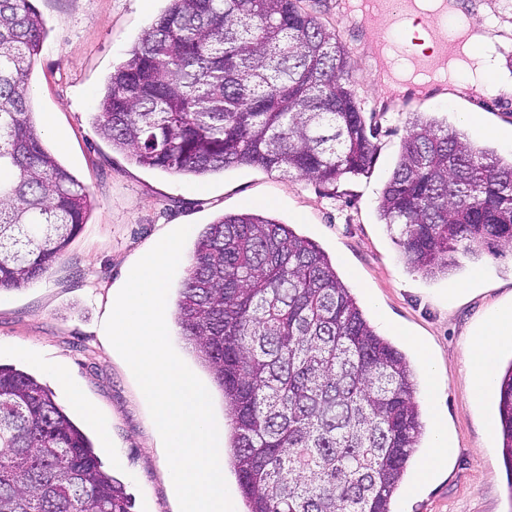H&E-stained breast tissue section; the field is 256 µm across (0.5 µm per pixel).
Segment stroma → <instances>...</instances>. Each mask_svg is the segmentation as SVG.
Listing matches in <instances>:
<instances>
[{"label":"stroma","instance_id":"stroma-1","mask_svg":"<svg viewBox=\"0 0 512 512\" xmlns=\"http://www.w3.org/2000/svg\"><path fill=\"white\" fill-rule=\"evenodd\" d=\"M306 2L351 48L354 91L378 126L370 171L328 187L260 168L192 178L135 164L99 134L96 114L113 69L164 11L166 0H33L47 35L29 76L30 105L38 117L53 114L54 127L41 131L43 143L87 186L92 208L45 276L0 292V364L32 374L51 390L91 440L104 470L124 484L132 512H178L147 403L105 332L112 290L160 234L191 225L183 248L189 257L207 224L226 213L260 210L330 256L379 334L398 344L406 331L430 350L433 364L419 372L433 367L441 377L439 409L455 452L436 480L401 495L398 512H512V468L497 431L495 396L471 402L463 367L468 333L512 297V249L498 244L478 257H460L454 277L429 280L404 265L395 234L378 210L409 113H425L453 129L460 128L461 113H478L480 126L462 128L464 135L500 152L499 133L512 131V92L477 96L446 85L425 95L380 93L379 61L346 0ZM460 7L487 22L502 68L512 74V0H460ZM476 266L485 271L483 281L449 298L453 281L466 279ZM23 348L60 364L69 388L20 356Z\"/></svg>","mask_w":512,"mask_h":512}]
</instances>
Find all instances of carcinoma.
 I'll return each instance as SVG.
<instances>
[{
	"mask_svg": "<svg viewBox=\"0 0 512 512\" xmlns=\"http://www.w3.org/2000/svg\"><path fill=\"white\" fill-rule=\"evenodd\" d=\"M45 34L32 0H0L1 289L48 273L91 208L29 108ZM350 70L303 0H168L110 75L97 129L143 167L333 185L375 152ZM379 210L409 267L446 276L457 255L512 242V158L413 112ZM176 319L229 409L243 512H389L423 433L415 371L315 243L259 212L223 215L198 239ZM496 387L512 463V364ZM0 512H130L52 392L2 366Z\"/></svg>",
	"mask_w": 512,
	"mask_h": 512,
	"instance_id": "cac0c4a2",
	"label": "carcinoma"
}]
</instances>
